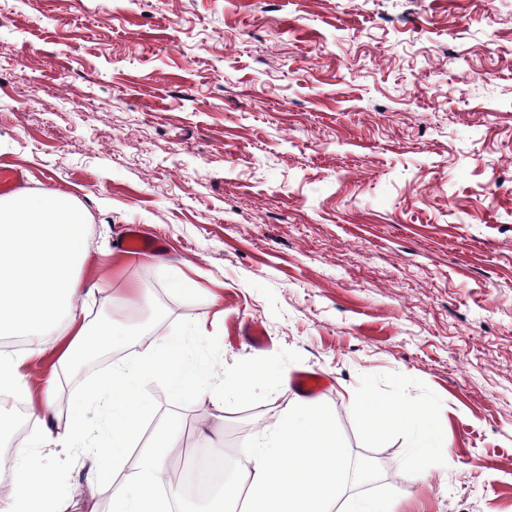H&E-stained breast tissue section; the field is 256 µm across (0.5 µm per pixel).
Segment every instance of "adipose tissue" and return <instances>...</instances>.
<instances>
[{
    "label": "adipose tissue",
    "mask_w": 512,
    "mask_h": 512,
    "mask_svg": "<svg viewBox=\"0 0 512 512\" xmlns=\"http://www.w3.org/2000/svg\"><path fill=\"white\" fill-rule=\"evenodd\" d=\"M88 224L84 210L63 192L21 189L0 197V337L24 336L32 349H0V431L13 416L4 397L25 399L28 417L39 434L32 443H16L0 454V470L10 487L0 512H66V498H81L87 512H99L98 498L108 493L110 512H171L179 492L166 479L170 459L181 451L180 419L159 413L146 400V378L163 377L172 399L196 391L208 373L206 363L192 357L190 333L157 329L151 342L127 361L88 380L67 416L56 404L57 376L45 382L42 398H33L27 370L43 353L56 357L61 370L72 369L86 356L112 350L122 334L114 324L90 323L78 302L88 288L79 271L87 258ZM363 436L372 441L385 433L411 434L417 455H430L446 438L423 406L384 399L375 394L356 401ZM150 438H143L146 426ZM70 448L87 469L72 483L69 497L60 493L58 471L43 464V449ZM135 465H128L130 453Z\"/></svg>",
    "instance_id": "1"
}]
</instances>
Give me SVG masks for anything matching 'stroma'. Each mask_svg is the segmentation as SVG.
Here are the masks:
<instances>
[{
    "mask_svg": "<svg viewBox=\"0 0 512 512\" xmlns=\"http://www.w3.org/2000/svg\"><path fill=\"white\" fill-rule=\"evenodd\" d=\"M0 166L85 210V279L118 267L86 308L127 335L65 373L60 412L152 329L213 323L191 339L213 381L326 378L351 454L383 471L348 496L512 512V0H6ZM130 225L165 250L129 259ZM368 392L425 406L450 447L365 441ZM144 393L236 459L295 396L225 394L219 424L207 390ZM262 382H276V377L265 365L250 363L239 369L231 389L239 397H248L252 390Z\"/></svg>",
    "mask_w": 512,
    "mask_h": 512,
    "instance_id": "obj_1",
    "label": "stroma"
}]
</instances>
